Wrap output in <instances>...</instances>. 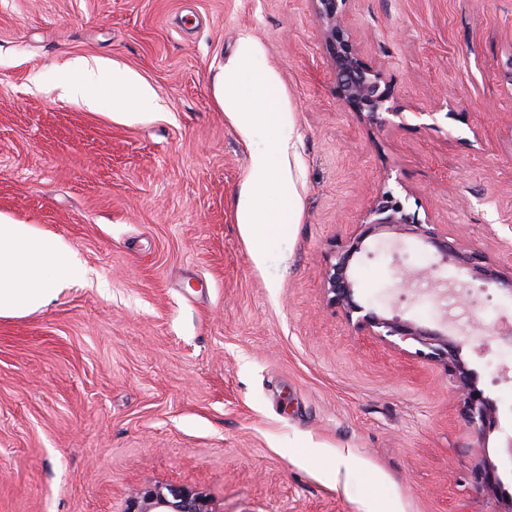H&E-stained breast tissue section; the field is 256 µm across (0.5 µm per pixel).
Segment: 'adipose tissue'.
<instances>
[{
	"instance_id": "1",
	"label": "adipose tissue",
	"mask_w": 512,
	"mask_h": 512,
	"mask_svg": "<svg viewBox=\"0 0 512 512\" xmlns=\"http://www.w3.org/2000/svg\"><path fill=\"white\" fill-rule=\"evenodd\" d=\"M78 70L87 82L108 85L117 99L143 104L150 102L151 88L129 72H118L103 62H78ZM237 66L225 68L220 102L233 115L242 132H250L258 112L274 113L278 107L276 84L264 72L257 73L261 107L247 104L238 89ZM250 193L238 210L242 224L264 225L268 233L293 223L294 202H286L280 211L268 213L262 204L271 188L268 154L256 152L251 159ZM87 275L86 268L61 236L33 224H22L0 216V318L29 314L46 305L69 282Z\"/></svg>"
}]
</instances>
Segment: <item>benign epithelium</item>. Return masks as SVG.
<instances>
[{
	"instance_id": "7a95c632",
	"label": "benign epithelium",
	"mask_w": 512,
	"mask_h": 512,
	"mask_svg": "<svg viewBox=\"0 0 512 512\" xmlns=\"http://www.w3.org/2000/svg\"><path fill=\"white\" fill-rule=\"evenodd\" d=\"M321 21V33L330 58L336 85V99L355 113L366 127L384 129L391 117H401L394 105L391 85L384 69L364 53L349 23L351 0H311ZM395 240L412 236L431 247L437 261L422 270H401L397 287L409 291L417 283L433 279L438 262L453 256L456 265L473 281L495 286L512 296V269H497L476 252L459 242L448 241V235L430 222H422L408 212L406 200L391 191L376 194L356 222L355 230L335 254V262L324 273L329 302L339 307L355 332L372 336L395 349L412 341L418 345L414 355L440 363L453 382V394L461 405L467 427L487 438L502 429L496 402L478 387L474 371L464 360V348H483L491 340L512 345V329H484L479 336H462L451 323L437 328L420 325L399 316H387L356 299L353 265L357 255L367 250V242L382 234ZM475 465L471 473L476 493L494 501V512H512V494L506 491L493 461L481 447L474 448ZM125 512H217L212 499L199 487L178 484H154L130 493Z\"/></svg>"
}]
</instances>
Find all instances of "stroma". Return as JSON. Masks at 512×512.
<instances>
[{"mask_svg":"<svg viewBox=\"0 0 512 512\" xmlns=\"http://www.w3.org/2000/svg\"><path fill=\"white\" fill-rule=\"evenodd\" d=\"M349 22L402 125L339 105L310 0H0V215L89 271L0 318V512H124L155 483L202 487L218 512H491L443 365L356 334L323 274L383 187L512 267V0H353ZM99 58L153 89L144 116L106 85L64 92ZM233 63L244 101L260 70L280 92L247 136L219 101ZM285 126L287 156L271 149ZM263 150L298 211L270 236L237 218ZM433 261L410 238L371 246L359 301L431 327L512 323V298L452 264L450 296L399 294L397 271ZM464 356L512 410V347Z\"/></svg>","mask_w":512,"mask_h":512,"instance_id":"35a3bbf8","label":"stroma"}]
</instances>
